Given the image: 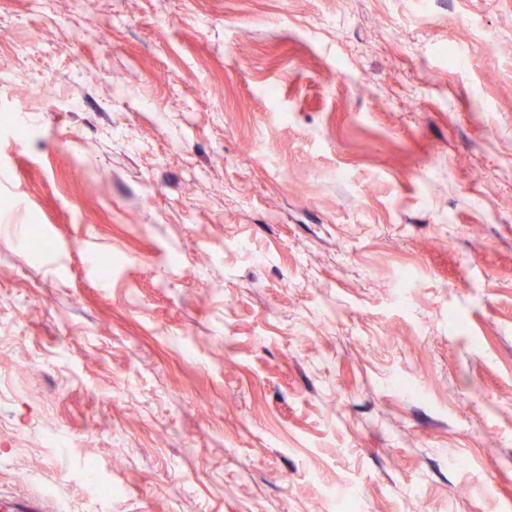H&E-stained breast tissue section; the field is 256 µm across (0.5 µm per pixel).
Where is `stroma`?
Masks as SVG:
<instances>
[{
    "mask_svg": "<svg viewBox=\"0 0 512 512\" xmlns=\"http://www.w3.org/2000/svg\"><path fill=\"white\" fill-rule=\"evenodd\" d=\"M1 31L0 512H512V0Z\"/></svg>",
    "mask_w": 512,
    "mask_h": 512,
    "instance_id": "35a3bbf8",
    "label": "stroma"
}]
</instances>
